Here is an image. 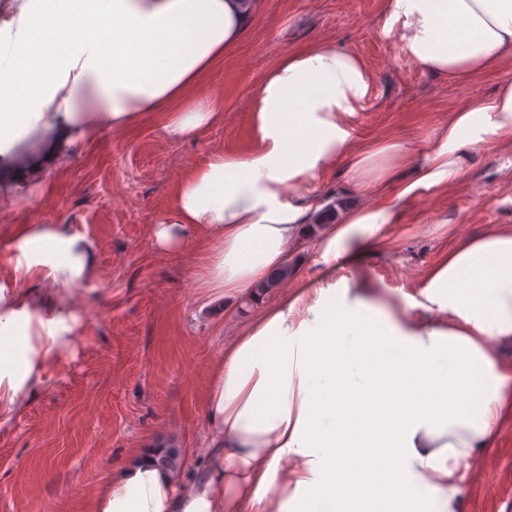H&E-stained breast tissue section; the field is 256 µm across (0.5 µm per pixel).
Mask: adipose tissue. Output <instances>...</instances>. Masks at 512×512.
I'll return each instance as SVG.
<instances>
[{"instance_id": "1", "label": "adipose tissue", "mask_w": 512, "mask_h": 512, "mask_svg": "<svg viewBox=\"0 0 512 512\" xmlns=\"http://www.w3.org/2000/svg\"><path fill=\"white\" fill-rule=\"evenodd\" d=\"M259 0H0L12 50L0 71V188L44 184L74 145L163 112L194 138L223 115L197 94L201 78L243 38ZM383 34L424 70L464 78L512 60V0H388ZM364 60L330 40L285 54L251 107L247 151L220 150L180 180L157 245L201 235L203 284L245 298L254 314L224 345L205 396L211 462L183 481L157 443L110 471L93 512H342L365 498L344 473L353 448L373 449L381 512H456L473 456L512 418V369L494 343L512 342V226L465 237L441 253L414 292L381 296L365 265L401 220L400 202L461 182L473 151L512 145V81L488 101L449 113L433 149L369 146L352 119L373 96ZM345 161L360 190L414 166L415 177L372 206L346 207L310 232L318 176ZM310 246L315 270L271 301L256 290ZM0 278V426L48 381L77 339L68 295L89 280L95 245L57 224L25 225ZM37 278L39 292L19 275ZM378 401L359 440L354 404Z\"/></svg>"}]
</instances>
